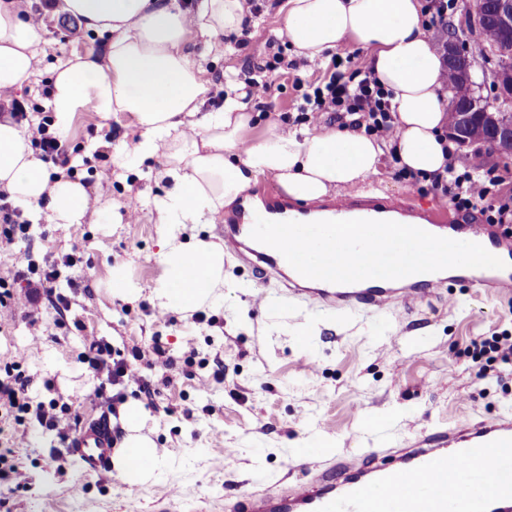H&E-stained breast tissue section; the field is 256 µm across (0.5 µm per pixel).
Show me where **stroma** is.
Here are the masks:
<instances>
[{"mask_svg":"<svg viewBox=\"0 0 512 512\" xmlns=\"http://www.w3.org/2000/svg\"><path fill=\"white\" fill-rule=\"evenodd\" d=\"M281 2L261 0L262 23L242 48L209 50L200 35L190 36L186 51L204 69L210 101H217L225 78L244 75L267 57L269 33L282 26ZM33 4L44 10L38 70L16 95L29 104L28 117L36 123L51 112L41 92L54 70L73 54L99 52L107 36L86 30L71 35L63 14L46 9V0ZM324 67L323 61H309L296 74L274 77L270 96L249 101L253 120L246 142L263 140L273 127H292L295 78L316 81ZM137 136L126 115L104 121L90 111L77 113L67 146L76 176L100 196L101 207L85 224L32 219L21 247L36 264L65 254L76 258L55 284L69 305L61 311L40 298L36 334L27 308L13 307L0 322V379L27 380L32 403L65 405L75 423L109 407L113 394L137 401L146 414L145 433L171 462L136 486L87 477L56 432L41 427L33 415L19 423L0 412V449H10V463L27 476L26 488L10 495L9 512H74L77 503L83 512H128L132 506L137 512H224L225 495L245 482L301 480L294 455L304 443L320 441L327 460L372 447L370 437H349L364 418L386 421L393 440L407 447L450 425L512 409V374L478 380L470 350L473 339L512 334V294L455 285L446 296L418 305L402 332L391 336L374 315L340 323L306 301L283 312L257 308L249 267L228 259L224 294L212 305L188 318L160 311L151 296L163 275L161 227L153 211L164 185L163 161L122 169L105 146L109 140L131 144ZM104 165L112 169L111 180L92 179L91 168ZM338 193L437 199L428 183L397 178L387 155L368 183ZM117 265L138 288L136 300L112 295L110 272ZM89 336L125 358L132 348L149 350L159 336L177 364L164 371L137 362L152 382V394L134 385L119 388L106 372L83 364ZM189 344L198 355L187 365L181 356ZM219 364L224 374L217 378L213 370ZM21 426L28 437L20 443L15 433Z\"/></svg>","mask_w":512,"mask_h":512,"instance_id":"1","label":"stroma"}]
</instances>
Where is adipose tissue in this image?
<instances>
[{"instance_id": "adipose-tissue-1", "label": "adipose tissue", "mask_w": 512, "mask_h": 512, "mask_svg": "<svg viewBox=\"0 0 512 512\" xmlns=\"http://www.w3.org/2000/svg\"><path fill=\"white\" fill-rule=\"evenodd\" d=\"M58 7L85 29L110 35L102 53L73 55L55 70L50 105L59 132L86 108L104 120L122 113L132 119L139 138L120 145L114 163L164 160L166 190L153 202L155 221L164 228L159 254L164 274L152 294L159 310L187 317L223 296V244L188 240L184 231L190 224L215 223L259 178L274 177L291 198L314 201L376 175L389 151L398 167L409 171L435 173L446 163L451 92L444 59L421 28L419 0H284L280 7L297 55L326 59L345 43L369 50L373 71L393 93L394 144L315 125L276 128L248 145L244 134L252 116L238 95H225L221 108L203 111L208 87L184 46L194 34L212 46L238 34L244 0H59ZM37 38L17 0H0V89L18 90L34 75ZM0 189L54 224H81L90 213L85 184L51 178L9 118L0 120ZM193 257L203 258L204 266L191 281L186 270ZM143 421L142 406L129 404L123 446L148 461L128 473L132 485L152 478L168 459L144 433Z\"/></svg>"}]
</instances>
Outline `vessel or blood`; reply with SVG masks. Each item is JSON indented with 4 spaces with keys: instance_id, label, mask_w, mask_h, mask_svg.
I'll return each mask as SVG.
<instances>
[{
    "instance_id": "obj_1",
    "label": "vessel or blood",
    "mask_w": 512,
    "mask_h": 512,
    "mask_svg": "<svg viewBox=\"0 0 512 512\" xmlns=\"http://www.w3.org/2000/svg\"><path fill=\"white\" fill-rule=\"evenodd\" d=\"M270 221L387 220L433 235L475 242L506 260L503 269L452 268L448 273H419L398 280L368 279L335 284L303 277L272 247L254 241L256 217ZM225 254L247 263L258 281L275 278L285 296L260 294L263 308L274 311L287 300L304 299L348 318L383 313L403 320L407 310L436 296L448 281L477 288L512 291V238L477 214H449L438 204L388 197H342L301 203L268 191L260 204H245L225 217ZM118 445L111 410L83 421L68 441L89 477L111 478ZM229 512H512V415L454 425L428 434L407 448H370L353 461H330L311 479L286 491L241 489Z\"/></svg>"
}]
</instances>
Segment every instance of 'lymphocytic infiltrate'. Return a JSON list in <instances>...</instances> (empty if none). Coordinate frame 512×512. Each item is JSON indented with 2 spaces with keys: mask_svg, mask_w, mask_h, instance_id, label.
Segmentation results:
<instances>
[{
  "mask_svg": "<svg viewBox=\"0 0 512 512\" xmlns=\"http://www.w3.org/2000/svg\"><path fill=\"white\" fill-rule=\"evenodd\" d=\"M275 51L263 64L251 69L248 76L237 79V91L245 99H261L270 94L273 73L285 72L292 64L282 49L288 44L287 37L275 36L270 40ZM300 102L297 106L303 121H311L316 113L329 112L336 119L339 128L362 131L378 135L390 141L395 137L389 91L380 84L372 69H357L352 73L331 71L322 82L298 83ZM0 107L8 109L11 117L18 122H27L26 137L32 147L38 148L43 160L51 162L61 171H69L70 157L63 147V140L52 129L51 117H44L36 124L28 123L24 105L13 92L0 91ZM397 176L417 184L428 179L431 189L441 197L451 200L457 209L479 210L486 223L505 226L512 223V196L502 195L503 180L490 169L462 170L455 158H448L442 171L421 176V174L398 170ZM30 226L23 219L18 207L12 205L6 192L0 191V252L14 256L16 277L25 279L29 293L25 300L37 303L39 293L52 295L57 306L67 307L66 296L55 293L53 285L60 278L63 269L71 267V257H64L61 263L36 267L29 252L20 250L18 244L27 237ZM471 353L478 370L477 379L483 380L496 371L497 367L512 368V336H490L471 343ZM147 360L150 367L172 368L175 364L169 349L161 340H154L149 354L133 350L130 358L116 359L110 346L104 342L90 340L84 361L93 370H107L113 384L133 383L143 391H150L151 384L132 366L133 361ZM0 409L23 414L34 413L37 422L44 428L68 437L72 424L66 412L55 411L45 405H31L28 384L24 381L0 382Z\"/></svg>",
  "mask_w": 512,
  "mask_h": 512,
  "instance_id": "1",
  "label": "lymphocytic infiltrate"
}]
</instances>
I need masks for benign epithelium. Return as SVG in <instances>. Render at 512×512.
Listing matches in <instances>:
<instances>
[{"mask_svg":"<svg viewBox=\"0 0 512 512\" xmlns=\"http://www.w3.org/2000/svg\"><path fill=\"white\" fill-rule=\"evenodd\" d=\"M473 28L481 31L488 26L496 28L500 39L512 42V0H480L472 13ZM441 51L446 56L452 80L453 97L449 111L462 115V122L448 128V137L460 146L484 143L492 140L495 151L502 157H512V111L505 107L512 104V57H503L494 70V79L499 92V106L493 110L476 108V104L460 100L457 89L473 88L472 69L476 55L460 53L455 30L450 28L439 40Z\"/></svg>","mask_w":512,"mask_h":512,"instance_id":"obj_1","label":"benign epithelium"}]
</instances>
